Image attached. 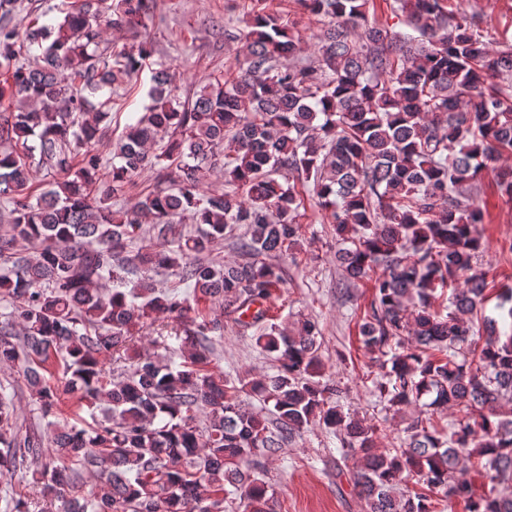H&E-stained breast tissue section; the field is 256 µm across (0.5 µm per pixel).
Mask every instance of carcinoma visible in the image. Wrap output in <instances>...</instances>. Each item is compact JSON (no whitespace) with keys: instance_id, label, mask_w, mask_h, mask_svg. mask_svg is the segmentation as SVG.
<instances>
[{"instance_id":"1","label":"carcinoma","mask_w":512,"mask_h":512,"mask_svg":"<svg viewBox=\"0 0 512 512\" xmlns=\"http://www.w3.org/2000/svg\"><path fill=\"white\" fill-rule=\"evenodd\" d=\"M369 2L296 0L327 25L315 66L267 12L239 34L238 69L186 98L156 63L149 103L113 143L102 184L96 142L112 94L153 55L146 37L115 52L105 34L148 29L155 0H60L28 23L14 22L15 0H0V99L11 105L0 113V198L10 205L0 366L22 371L49 429L20 436L13 396L0 390V473L30 475L39 512H226L227 501L233 512H274L263 460L314 420L341 457L358 458L352 485L366 512H433L435 499L512 512V289L496 304L508 330L487 315L474 323L489 299L486 273L474 270L484 211L463 192L492 170L512 202V168L497 166L512 156V85L494 82L512 72V48H489L444 0L390 4L418 39L369 22ZM219 159L225 190L204 195ZM152 166L168 186L112 209ZM41 169L50 180L39 190ZM307 191L333 226L344 278L372 282L360 334L384 410L428 409L397 448H377L378 427L336 405L319 321L283 327L270 315ZM183 218L196 233H182ZM238 227L249 260L204 257ZM160 270L177 284L155 283ZM161 316L178 363L135 345ZM223 316L275 355V373L232 381L208 369ZM108 354L129 361L118 381ZM53 356L63 381L52 386L42 370ZM247 397L267 413L244 409ZM64 399L92 410V422L58 419ZM447 410L445 428L435 416ZM470 466L489 477L480 496ZM85 473L102 479L86 495ZM405 473L427 492L400 489Z\"/></svg>"}]
</instances>
